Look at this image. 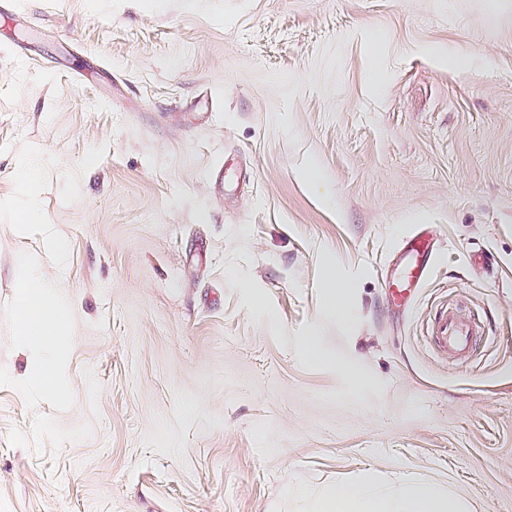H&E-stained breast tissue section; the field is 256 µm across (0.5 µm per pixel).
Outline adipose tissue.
<instances>
[{
    "label": "adipose tissue",
    "mask_w": 512,
    "mask_h": 512,
    "mask_svg": "<svg viewBox=\"0 0 512 512\" xmlns=\"http://www.w3.org/2000/svg\"><path fill=\"white\" fill-rule=\"evenodd\" d=\"M69 308L27 267L18 296L17 338L33 355L31 389L61 395L62 366L58 350L68 336ZM314 512H466L463 498L439 484L402 477L394 487L371 479L321 489L312 499Z\"/></svg>",
    "instance_id": "adipose-tissue-1"
}]
</instances>
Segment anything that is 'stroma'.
Instances as JSON below:
<instances>
[{"instance_id": "35a3bbf8", "label": "stroma", "mask_w": 512, "mask_h": 512, "mask_svg": "<svg viewBox=\"0 0 512 512\" xmlns=\"http://www.w3.org/2000/svg\"><path fill=\"white\" fill-rule=\"evenodd\" d=\"M7 3L0 204L45 165L36 221L0 215V512H309L403 473L512 512V0ZM30 263L71 306L59 398L16 336ZM417 235L407 240L399 250V263L394 272L384 280L395 300H405L417 288H423L432 273L433 248L425 236ZM324 288L327 312L336 315L345 324H349L353 320L356 310L350 285L336 282V272L329 270L326 273ZM474 330L471 321L462 322L454 314L443 311L432 322L430 336L436 346L466 355Z\"/></svg>"}]
</instances>
